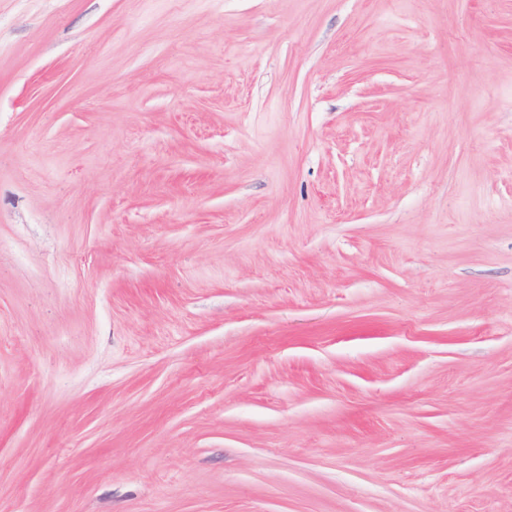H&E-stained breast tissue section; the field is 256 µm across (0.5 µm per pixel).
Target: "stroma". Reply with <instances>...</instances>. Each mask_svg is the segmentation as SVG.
<instances>
[{"instance_id":"1","label":"stroma","mask_w":512,"mask_h":512,"mask_svg":"<svg viewBox=\"0 0 512 512\" xmlns=\"http://www.w3.org/2000/svg\"><path fill=\"white\" fill-rule=\"evenodd\" d=\"M0 512H512V0H0Z\"/></svg>"}]
</instances>
